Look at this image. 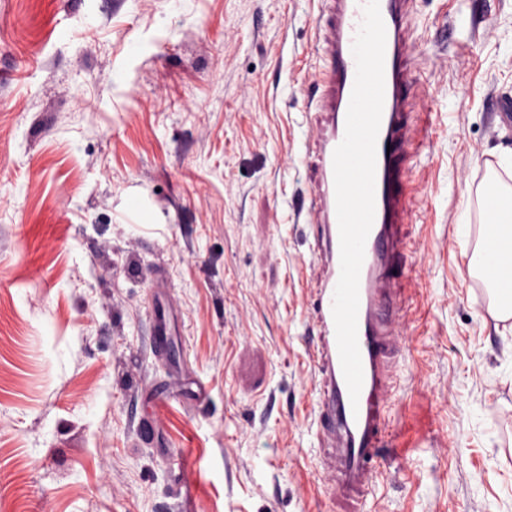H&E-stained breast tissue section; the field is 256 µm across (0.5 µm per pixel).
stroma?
Returning <instances> with one entry per match:
<instances>
[{
    "instance_id": "stroma-1",
    "label": "stroma",
    "mask_w": 512,
    "mask_h": 512,
    "mask_svg": "<svg viewBox=\"0 0 512 512\" xmlns=\"http://www.w3.org/2000/svg\"><path fill=\"white\" fill-rule=\"evenodd\" d=\"M328 16L0 0V512H336L305 215ZM407 25L429 138L400 155L415 288L366 512H512V319L479 270L484 185H512V0H410ZM156 272L173 358L150 336Z\"/></svg>"
}]
</instances>
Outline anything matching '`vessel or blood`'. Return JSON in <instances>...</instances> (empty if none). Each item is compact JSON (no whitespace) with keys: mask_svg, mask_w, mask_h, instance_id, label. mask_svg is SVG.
<instances>
[{"mask_svg":"<svg viewBox=\"0 0 512 512\" xmlns=\"http://www.w3.org/2000/svg\"><path fill=\"white\" fill-rule=\"evenodd\" d=\"M329 21L323 40L325 64L313 74L324 123L310 140L317 157L318 191L309 221L319 227L317 260L320 276L314 290L313 343L319 387L318 441L320 463L331 475L330 492L339 512H363L370 487L383 465L379 442L389 430L396 361L405 352L398 327L410 281L393 274L404 243L398 227L406 203L398 189L402 172L395 147L407 127L405 88L410 46L405 33L408 0H379L386 30L385 91L376 143L375 215L368 234L359 277L357 340L363 367L358 402H351L345 382L332 313L340 276V240L336 211L333 154L345 135L346 114L356 74L352 45L363 18L365 0H326ZM176 330L160 309L152 315L151 335L159 352H166Z\"/></svg>","mask_w":512,"mask_h":512,"instance_id":"1","label":"vessel or blood"}]
</instances>
